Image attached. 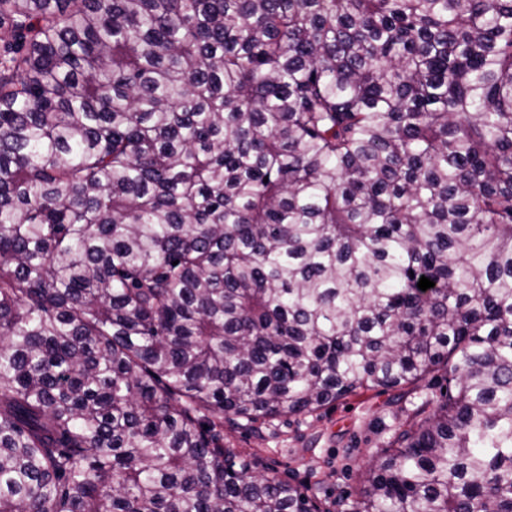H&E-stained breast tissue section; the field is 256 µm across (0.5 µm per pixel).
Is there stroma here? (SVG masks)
<instances>
[{
	"label": "stroma",
	"instance_id": "stroma-1",
	"mask_svg": "<svg viewBox=\"0 0 512 512\" xmlns=\"http://www.w3.org/2000/svg\"><path fill=\"white\" fill-rule=\"evenodd\" d=\"M426 396L420 390L396 404L392 393L367 391L309 416L285 415L255 429L225 426L224 445L256 472H276L310 497L352 503L364 491L365 466Z\"/></svg>",
	"mask_w": 512,
	"mask_h": 512
}]
</instances>
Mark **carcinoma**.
<instances>
[{
    "label": "carcinoma",
    "mask_w": 512,
    "mask_h": 512,
    "mask_svg": "<svg viewBox=\"0 0 512 512\" xmlns=\"http://www.w3.org/2000/svg\"><path fill=\"white\" fill-rule=\"evenodd\" d=\"M2 27L0 512H330L224 422L433 379L352 512H512V0Z\"/></svg>",
    "instance_id": "cac0c4a2"
}]
</instances>
